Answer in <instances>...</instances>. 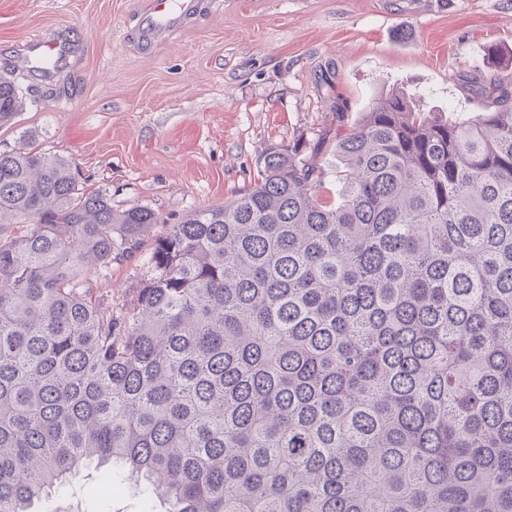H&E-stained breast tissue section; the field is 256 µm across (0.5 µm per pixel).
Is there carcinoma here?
<instances>
[{
    "mask_svg": "<svg viewBox=\"0 0 512 512\" xmlns=\"http://www.w3.org/2000/svg\"><path fill=\"white\" fill-rule=\"evenodd\" d=\"M467 119L375 97L270 145L155 241L132 310L85 274L159 222L0 151V512L89 466L143 512H512V83ZM24 107L0 75V127ZM336 178L343 201L321 198Z\"/></svg>",
    "mask_w": 512,
    "mask_h": 512,
    "instance_id": "obj_1",
    "label": "carcinoma"
}]
</instances>
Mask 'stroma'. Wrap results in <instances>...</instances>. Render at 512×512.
I'll use <instances>...</instances> for the list:
<instances>
[{"label":"stroma","instance_id":"35a3bbf8","mask_svg":"<svg viewBox=\"0 0 512 512\" xmlns=\"http://www.w3.org/2000/svg\"><path fill=\"white\" fill-rule=\"evenodd\" d=\"M138 2L0 0V59L47 31L70 47L50 76L15 70L28 102L0 128V151L68 158L85 192L160 216L136 252L85 276L117 314L156 239L253 184L270 145L335 144L383 91L466 118L486 80L512 82V0H216L151 49L124 37ZM489 45L504 62L487 61Z\"/></svg>","mask_w":512,"mask_h":512}]
</instances>
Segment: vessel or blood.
<instances>
[{
  "mask_svg": "<svg viewBox=\"0 0 512 512\" xmlns=\"http://www.w3.org/2000/svg\"><path fill=\"white\" fill-rule=\"evenodd\" d=\"M205 7L204 0H142L126 36L145 47L169 41L192 26ZM25 51L31 59H56L66 53L67 47L45 35L28 43Z\"/></svg>",
  "mask_w": 512,
  "mask_h": 512,
  "instance_id": "obj_1",
  "label": "vessel or blood"
}]
</instances>
